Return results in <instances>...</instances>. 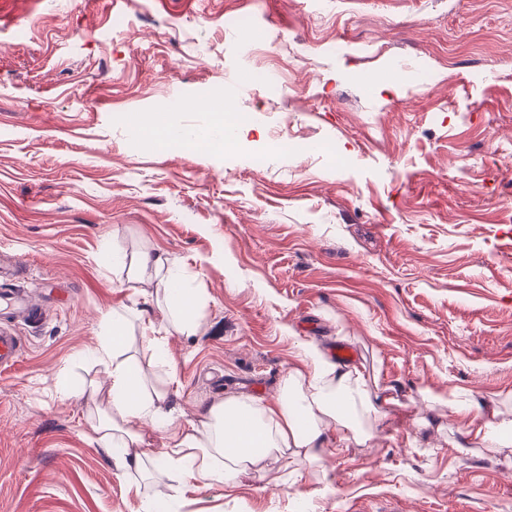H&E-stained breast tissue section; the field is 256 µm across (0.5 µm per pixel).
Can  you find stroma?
Here are the masks:
<instances>
[{
	"mask_svg": "<svg viewBox=\"0 0 512 512\" xmlns=\"http://www.w3.org/2000/svg\"><path fill=\"white\" fill-rule=\"evenodd\" d=\"M261 23L244 81L228 21ZM277 42L267 59L265 45ZM250 131L238 151L135 143L124 121L204 89ZM281 135L297 152L253 151ZM512 0H0V512H512V447L457 451L462 393L512 420ZM199 289L166 330L142 250ZM161 339L148 374L173 416L276 394L302 345L357 351L388 404L373 438L300 476L173 494L125 474L74 394L114 310ZM19 339L11 331L0 329V370L12 367L18 358Z\"/></svg>",
	"mask_w": 512,
	"mask_h": 512,
	"instance_id": "obj_1",
	"label": "stroma"
}]
</instances>
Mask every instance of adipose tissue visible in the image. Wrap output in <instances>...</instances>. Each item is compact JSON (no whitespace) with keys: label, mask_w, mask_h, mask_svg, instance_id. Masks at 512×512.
<instances>
[{"label":"adipose tissue","mask_w":512,"mask_h":512,"mask_svg":"<svg viewBox=\"0 0 512 512\" xmlns=\"http://www.w3.org/2000/svg\"><path fill=\"white\" fill-rule=\"evenodd\" d=\"M143 268L164 273L163 304L175 332L194 330L197 294L181 280L167 275L168 261L160 254L141 252ZM131 318L113 311L107 332L96 348L108 387L81 391L87 407L89 436L104 449L119 448L126 471L150 478L154 458L147 450L144 426H161L165 436V474L175 476L179 490L230 486L251 470L273 463L312 465L327 453H338L354 442L369 441L360 427L362 415L377 413L375 394L364 374L332 362L314 346L302 349L299 366L289 370L275 397L255 401L228 397L211 405L198 421L158 423L168 390L152 385L132 355ZM455 413L472 416L467 431L471 444L508 448L511 423L496 408L472 395L455 402Z\"/></svg>","instance_id":"adipose-tissue-1"}]
</instances>
